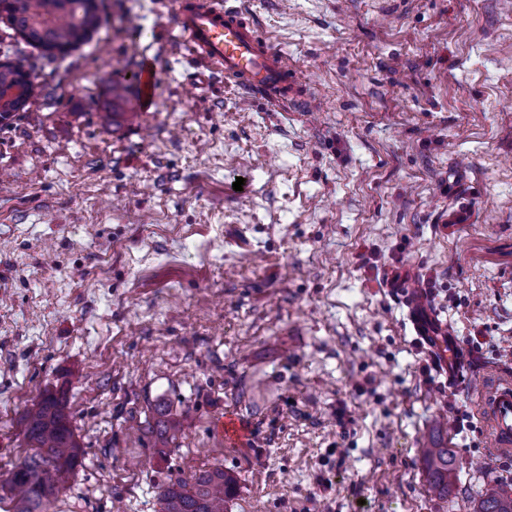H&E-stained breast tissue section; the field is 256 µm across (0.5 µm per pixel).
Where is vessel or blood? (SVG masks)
<instances>
[{"instance_id": "vessel-or-blood-1", "label": "vessel or blood", "mask_w": 512, "mask_h": 512, "mask_svg": "<svg viewBox=\"0 0 512 512\" xmlns=\"http://www.w3.org/2000/svg\"><path fill=\"white\" fill-rule=\"evenodd\" d=\"M176 20L191 55L235 82L247 99L264 102L277 112L291 110L303 99L284 54L259 34L241 7L228 0H180ZM408 318L439 375L452 385L466 382L467 359L423 295L409 298ZM482 407L495 451L511 454L512 382L490 386Z\"/></svg>"}]
</instances>
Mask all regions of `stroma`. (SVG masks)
<instances>
[{"label": "stroma", "instance_id": "stroma-1", "mask_svg": "<svg viewBox=\"0 0 512 512\" xmlns=\"http://www.w3.org/2000/svg\"><path fill=\"white\" fill-rule=\"evenodd\" d=\"M176 2L98 0L53 60L0 22L40 88L0 121V479L52 394L84 453L50 512H160L164 481L215 466L228 512H473L512 470L478 409L512 378V0H251L307 79L288 114L218 75L186 97ZM147 64L158 106L132 115L106 72ZM413 288L466 389L416 338ZM408 318L418 338L428 347L435 370L448 380V385L466 382L470 376L467 359L455 336L448 333L446 324L431 311L423 295L409 298ZM429 490L439 497L447 496L453 472V459L448 448L432 444L424 448Z\"/></svg>", "mask_w": 512, "mask_h": 512}]
</instances>
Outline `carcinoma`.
<instances>
[{"label": "carcinoma", "instance_id": "1", "mask_svg": "<svg viewBox=\"0 0 512 512\" xmlns=\"http://www.w3.org/2000/svg\"><path fill=\"white\" fill-rule=\"evenodd\" d=\"M95 0H0L11 29L24 41L42 49L50 59L88 41L95 31ZM15 88V100L6 103L11 111L25 110L36 94V85L26 79L22 65L0 64V91ZM160 438L176 430V421L166 409L157 410ZM23 433L34 452L0 480V505L5 512H50L52 501L63 489L83 453L65 410L54 396L38 401L22 420ZM429 490L443 497L449 493L453 459L448 449L432 444L424 449ZM234 478L224 468L214 467L191 479H168L160 487L163 512H226ZM474 512H512V498L496 487L481 495Z\"/></svg>", "mask_w": 512, "mask_h": 512}]
</instances>
